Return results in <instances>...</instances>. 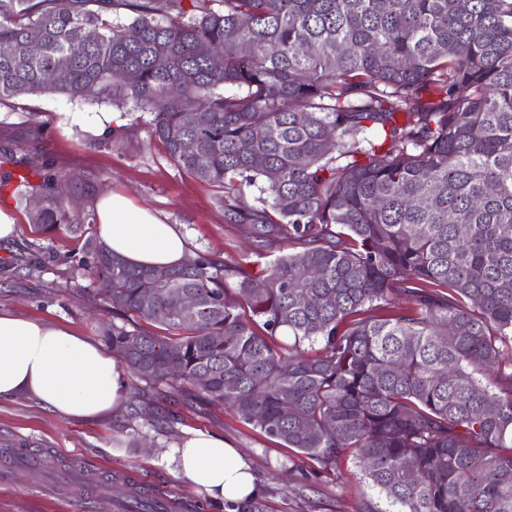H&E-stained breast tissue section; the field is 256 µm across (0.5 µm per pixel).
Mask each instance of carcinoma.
I'll use <instances>...</instances> for the list:
<instances>
[{
	"mask_svg": "<svg viewBox=\"0 0 512 512\" xmlns=\"http://www.w3.org/2000/svg\"><path fill=\"white\" fill-rule=\"evenodd\" d=\"M47 93L147 109L255 257L160 278L87 238L70 278L112 308L133 375L313 472L351 457L388 505L365 512H512V0H0V102ZM68 193L14 185L45 202L35 232L82 236Z\"/></svg>",
	"mask_w": 512,
	"mask_h": 512,
	"instance_id": "1",
	"label": "carcinoma"
}]
</instances>
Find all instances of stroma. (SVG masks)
I'll list each match as a JSON object with an SVG mask.
<instances>
[{
    "mask_svg": "<svg viewBox=\"0 0 512 512\" xmlns=\"http://www.w3.org/2000/svg\"><path fill=\"white\" fill-rule=\"evenodd\" d=\"M150 113L134 104L71 100L58 95L0 102V209L17 217L12 241L0 242V310L69 327L102 342L111 307L88 297L67 274L65 259L85 238L59 228L34 233L31 205L4 181L44 165L86 178L69 208L95 235L96 203L115 191L180 225L192 253L244 261L247 244L226 223L218 188L179 170L152 137ZM128 377L121 407L94 420L63 417L35 399L0 401V512H97L95 498H123L128 482L185 504V512H239L178 480L162 458L191 430L224 436L246 452L262 490L260 512H362L380 504L353 460L337 470L302 474L291 450L243 423L224 406L178 397L154 409Z\"/></svg>",
    "mask_w": 512,
    "mask_h": 512,
    "instance_id": "35a3bbf8",
    "label": "stroma"
}]
</instances>
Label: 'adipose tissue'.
<instances>
[{
	"label": "adipose tissue",
	"instance_id": "1",
	"mask_svg": "<svg viewBox=\"0 0 512 512\" xmlns=\"http://www.w3.org/2000/svg\"><path fill=\"white\" fill-rule=\"evenodd\" d=\"M97 236L116 256L144 268L184 262L189 253L178 225L118 192L97 201ZM126 380L98 343L51 325L0 311V401L35 398L70 419H95L123 402ZM164 458L173 474L216 502L257 495L259 484L241 449L223 437L192 430Z\"/></svg>",
	"mask_w": 512,
	"mask_h": 512
}]
</instances>
